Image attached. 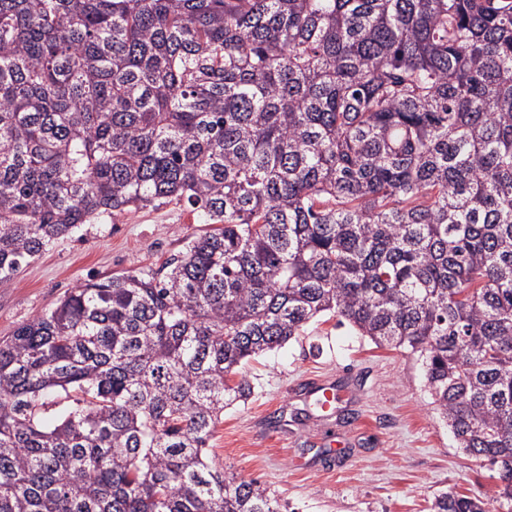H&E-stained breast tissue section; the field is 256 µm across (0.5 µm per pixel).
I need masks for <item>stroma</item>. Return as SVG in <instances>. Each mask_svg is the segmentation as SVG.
Instances as JSON below:
<instances>
[{
  "instance_id": "stroma-1",
  "label": "stroma",
  "mask_w": 512,
  "mask_h": 512,
  "mask_svg": "<svg viewBox=\"0 0 512 512\" xmlns=\"http://www.w3.org/2000/svg\"><path fill=\"white\" fill-rule=\"evenodd\" d=\"M207 230L177 201L81 225L0 283V340L78 285L159 268ZM244 372L254 391L225 408L209 446L290 512H429L442 493L495 488L489 462L458 448L435 410L421 358L376 345L335 317L310 323ZM321 380L345 391L326 417L303 396Z\"/></svg>"
}]
</instances>
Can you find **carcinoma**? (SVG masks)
<instances>
[{
	"instance_id": "1",
	"label": "carcinoma",
	"mask_w": 512,
	"mask_h": 512,
	"mask_svg": "<svg viewBox=\"0 0 512 512\" xmlns=\"http://www.w3.org/2000/svg\"><path fill=\"white\" fill-rule=\"evenodd\" d=\"M173 200L218 228L0 342V512H283L209 439L327 315L497 466L432 512H512V0H0V282Z\"/></svg>"
}]
</instances>
